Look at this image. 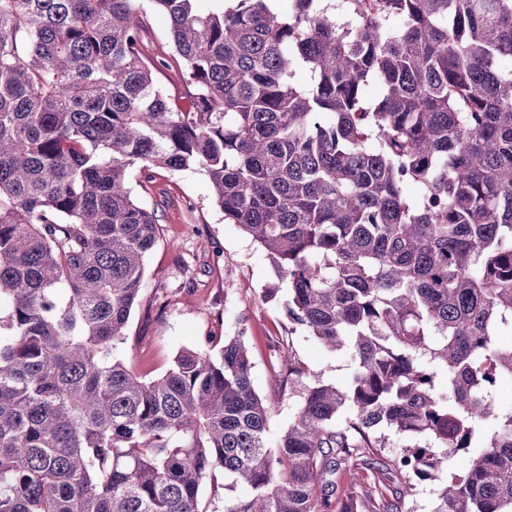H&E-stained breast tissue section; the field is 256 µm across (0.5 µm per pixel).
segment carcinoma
<instances>
[{
    "instance_id": "cac0c4a2",
    "label": "carcinoma",
    "mask_w": 512,
    "mask_h": 512,
    "mask_svg": "<svg viewBox=\"0 0 512 512\" xmlns=\"http://www.w3.org/2000/svg\"><path fill=\"white\" fill-rule=\"evenodd\" d=\"M151 2L187 112L136 0H0V512H359L351 468L372 512L437 480L432 512H512V0ZM133 167L205 172L289 320L350 355L275 446L242 337L149 382L116 357L158 237ZM138 3L145 12V20L148 24L145 52L151 57L159 56L165 59L164 67L157 74L159 84L170 92H173L174 88L183 90L180 83V69L175 60L177 57L169 43L164 21L156 14L149 0H139ZM338 491L337 495H343L345 493L353 492L359 499L363 501L366 506V511L369 510L371 502L366 497V492H370L372 489L373 476L365 470H347L342 471L336 478Z\"/></svg>"
}]
</instances>
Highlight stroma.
<instances>
[{"mask_svg":"<svg viewBox=\"0 0 512 512\" xmlns=\"http://www.w3.org/2000/svg\"><path fill=\"white\" fill-rule=\"evenodd\" d=\"M139 4L148 24L145 51L165 60L158 82L170 91L179 88L166 25L150 0ZM128 185L138 201L156 210L159 238L146 259L145 287L116 356L149 380L165 373L180 349L242 335L254 388L270 410L267 438L276 443L298 411L305 385L347 384L350 356L326 351L289 321L287 284L264 249L237 225L225 223L204 172L161 169L147 185L135 170ZM287 354L303 367L302 377L289 376Z\"/></svg>","mask_w":512,"mask_h":512,"instance_id":"obj_1","label":"stroma"}]
</instances>
